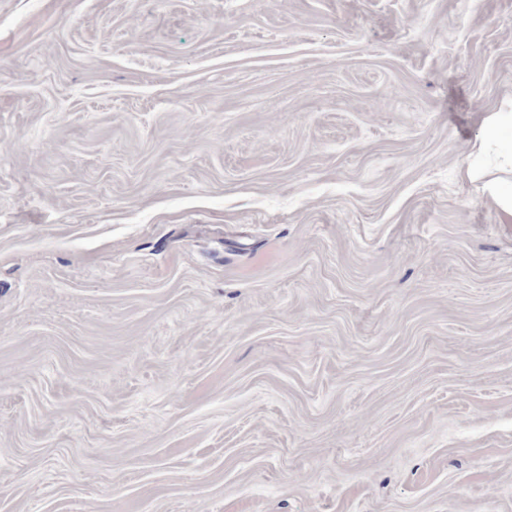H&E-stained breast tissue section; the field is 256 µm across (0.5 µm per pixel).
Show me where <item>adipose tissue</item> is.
Listing matches in <instances>:
<instances>
[{
  "label": "adipose tissue",
  "mask_w": 512,
  "mask_h": 512,
  "mask_svg": "<svg viewBox=\"0 0 512 512\" xmlns=\"http://www.w3.org/2000/svg\"><path fill=\"white\" fill-rule=\"evenodd\" d=\"M480 126L459 176L493 201L501 223L512 224V97L483 113Z\"/></svg>",
  "instance_id": "adipose-tissue-1"
}]
</instances>
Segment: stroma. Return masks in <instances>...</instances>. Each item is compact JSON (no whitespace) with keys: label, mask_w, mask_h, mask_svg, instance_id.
<instances>
[{"label":"stroma","mask_w":512,"mask_h":512,"mask_svg":"<svg viewBox=\"0 0 512 512\" xmlns=\"http://www.w3.org/2000/svg\"><path fill=\"white\" fill-rule=\"evenodd\" d=\"M509 96L512 0H0V512H512ZM480 126L459 176L493 201L501 223L512 224V97L483 113Z\"/></svg>","instance_id":"obj_1"}]
</instances>
